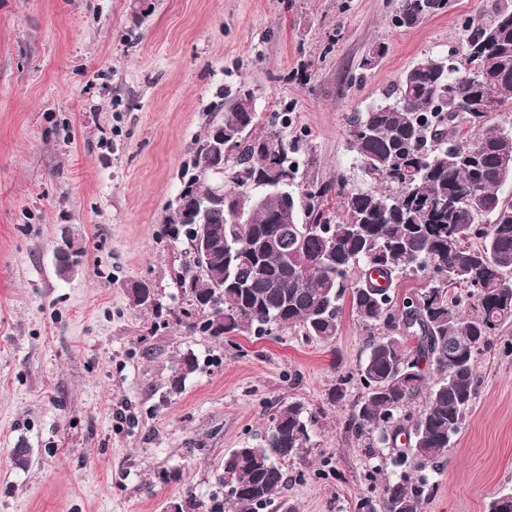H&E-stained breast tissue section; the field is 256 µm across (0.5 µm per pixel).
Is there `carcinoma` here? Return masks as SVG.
Here are the masks:
<instances>
[{
    "instance_id": "1",
    "label": "carcinoma",
    "mask_w": 512,
    "mask_h": 512,
    "mask_svg": "<svg viewBox=\"0 0 512 512\" xmlns=\"http://www.w3.org/2000/svg\"><path fill=\"white\" fill-rule=\"evenodd\" d=\"M419 0H399V18L418 16ZM485 45L484 65L502 64L497 45L512 46V8L490 23L468 22L464 46ZM510 76L474 84L448 68V58L429 57L409 69L383 99L348 118L350 147L365 174L381 188L340 191L343 217L308 207L307 221L285 223L284 200L297 204L289 186L272 172L293 164L298 150L285 127L256 132L257 113L232 105L224 118L207 128L187 182L197 197L208 195V144L215 129L227 137L233 169L229 194L264 190L262 207L246 224L230 222L227 209L210 211L197 221L191 208L169 217L171 237L190 246L209 243L207 267L179 276L177 283L192 306L204 314L203 329L228 334H265V327L294 328L307 340L330 342L339 329L342 303L350 301L366 326L383 324L387 334L369 341V352L356 369L363 391L351 405L348 429L365 438L369 456L378 458L380 433L393 431L387 445L399 471L377 483L382 468L364 474L365 497L380 498L385 512H424L453 438L461 431L476 395L477 355L512 324V199L501 187L512 182V132L489 125L490 114L462 116L481 132L475 140L448 151V127L433 111L437 91L453 89L451 106L486 97L502 109L512 104ZM454 199L455 207L447 206ZM491 217L489 223L483 219ZM414 273L427 284L397 304L393 284ZM467 289L472 311L462 306L456 288ZM197 369L188 353L178 360L172 388ZM315 417L304 403L280 404L260 443L236 448L224 457L230 492L208 512H272L293 508L279 501L287 483L283 463L312 445ZM405 447H397L400 436ZM512 487L494 492L488 512H512Z\"/></svg>"
}]
</instances>
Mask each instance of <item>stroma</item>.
<instances>
[{"label":"stroma","mask_w":512,"mask_h":512,"mask_svg":"<svg viewBox=\"0 0 512 512\" xmlns=\"http://www.w3.org/2000/svg\"><path fill=\"white\" fill-rule=\"evenodd\" d=\"M495 5L454 0L400 28L398 0H0V512L211 501L225 455L259 443L288 399L317 434L285 462L284 498L296 512H354L368 461L346 424L383 326L347 307L329 343L191 329L177 277L193 258L167 219L213 105L247 89L259 129L288 112L297 199L313 184L372 189L351 113L459 47L464 21L491 20ZM137 283L156 307L132 305ZM510 342L512 324L478 355L473 407L424 512H487L512 486ZM189 352L198 369L171 392ZM342 373L347 397L330 402ZM21 443L25 469L11 458Z\"/></svg>","instance_id":"obj_1"}]
</instances>
